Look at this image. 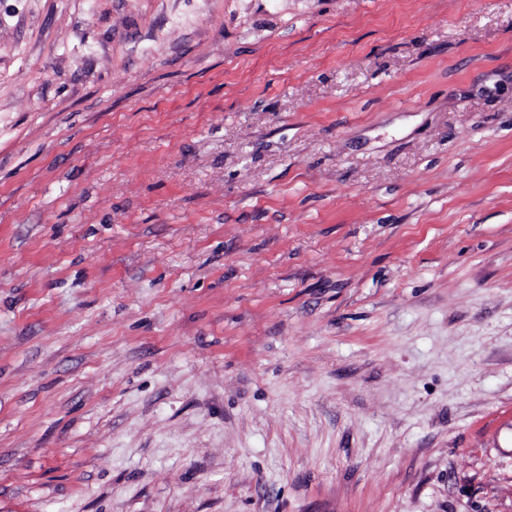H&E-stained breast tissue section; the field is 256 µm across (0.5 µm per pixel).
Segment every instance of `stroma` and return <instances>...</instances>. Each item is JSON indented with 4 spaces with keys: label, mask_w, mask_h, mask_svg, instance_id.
Listing matches in <instances>:
<instances>
[{
    "label": "stroma",
    "mask_w": 512,
    "mask_h": 512,
    "mask_svg": "<svg viewBox=\"0 0 512 512\" xmlns=\"http://www.w3.org/2000/svg\"><path fill=\"white\" fill-rule=\"evenodd\" d=\"M0 512H512V0H0Z\"/></svg>",
    "instance_id": "1"
}]
</instances>
